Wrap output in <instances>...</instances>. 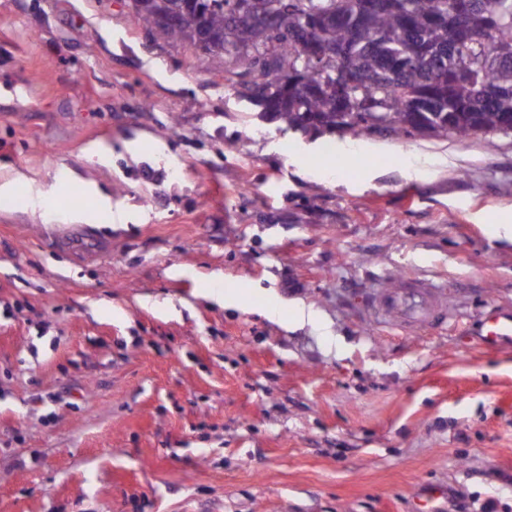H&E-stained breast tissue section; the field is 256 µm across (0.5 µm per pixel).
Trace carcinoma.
I'll return each instance as SVG.
<instances>
[{
    "mask_svg": "<svg viewBox=\"0 0 512 512\" xmlns=\"http://www.w3.org/2000/svg\"><path fill=\"white\" fill-rule=\"evenodd\" d=\"M294 130L512 134V0H130Z\"/></svg>",
    "mask_w": 512,
    "mask_h": 512,
    "instance_id": "1",
    "label": "carcinoma"
}]
</instances>
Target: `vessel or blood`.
Returning a JSON list of instances; mask_svg holds the SVG:
<instances>
[{
    "instance_id": "1",
    "label": "vessel or blood",
    "mask_w": 512,
    "mask_h": 512,
    "mask_svg": "<svg viewBox=\"0 0 512 512\" xmlns=\"http://www.w3.org/2000/svg\"><path fill=\"white\" fill-rule=\"evenodd\" d=\"M438 299L437 288L422 281L410 280L400 286L374 289L367 316L379 323L392 315L399 326H423L443 317L445 310ZM483 327L486 344L493 345L504 338L512 339V314L489 309L484 315Z\"/></svg>"
}]
</instances>
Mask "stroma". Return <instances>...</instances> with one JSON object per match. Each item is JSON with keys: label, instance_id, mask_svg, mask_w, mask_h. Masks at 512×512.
Instances as JSON below:
<instances>
[{"label": "stroma", "instance_id": "1", "mask_svg": "<svg viewBox=\"0 0 512 512\" xmlns=\"http://www.w3.org/2000/svg\"><path fill=\"white\" fill-rule=\"evenodd\" d=\"M259 113L128 0H0V183L57 208L0 197V512H512V134ZM409 279L445 323L366 319ZM483 327V337L488 345H494L503 338L512 339V314L491 308L484 315Z\"/></svg>", "mask_w": 512, "mask_h": 512}]
</instances>
